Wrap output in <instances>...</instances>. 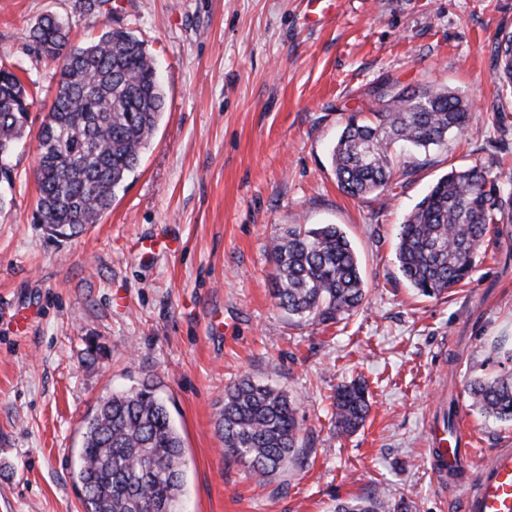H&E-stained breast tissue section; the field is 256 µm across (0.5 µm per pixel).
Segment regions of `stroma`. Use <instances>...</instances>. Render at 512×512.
Instances as JSON below:
<instances>
[{"label": "stroma", "instance_id": "35a3bbf8", "mask_svg": "<svg viewBox=\"0 0 512 512\" xmlns=\"http://www.w3.org/2000/svg\"><path fill=\"white\" fill-rule=\"evenodd\" d=\"M0 0V63L34 97L0 182V512H83L73 476L99 398L149 381L183 439L184 512H335L385 488L408 512H461L432 470L443 412L470 433L459 477L512 448V422L471 407L470 381L512 355V222L492 225L471 279L417 294L399 270L405 215L452 168L493 159L512 175V96L492 46L512 0ZM63 17L74 44L130 29L155 58L165 108L99 223L58 242L33 222L38 132L55 65L29 30ZM440 85L473 100L462 136L428 151L386 201L337 185L330 152L378 90ZM292 224H336L368 288L349 320H289L272 295L270 244ZM96 357H89V348ZM296 399L299 448L265 481L224 456L216 420L241 377ZM363 378L364 425L336 435L331 395Z\"/></svg>", "mask_w": 512, "mask_h": 512}]
</instances>
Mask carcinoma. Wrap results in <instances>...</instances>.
<instances>
[{"mask_svg":"<svg viewBox=\"0 0 512 512\" xmlns=\"http://www.w3.org/2000/svg\"><path fill=\"white\" fill-rule=\"evenodd\" d=\"M35 47L55 63L52 103L39 131L34 222L55 239H70L99 222L138 167L164 108L154 58L132 31L108 27L75 45L55 15L30 29ZM499 92H512V33L493 49ZM367 117L353 114L331 151L341 189L353 197H387L400 144L417 149L461 136L470 101L439 87L378 94ZM33 98L19 76L0 69V177L12 181L9 159L25 132ZM494 163L454 168L440 178L400 224L396 258L417 293L437 297L470 280L489 225L512 216V192H501ZM274 297L288 316L336 324L353 316L367 288L356 251L336 224H294L272 242ZM471 406L512 421V369L470 385ZM370 410L367 385L342 384L331 423L354 433ZM218 428L224 456L248 464L262 480L288 464L299 439L296 405L279 388L244 378L224 395ZM183 440L151 383L103 397L84 419L77 485L84 512H179L185 474ZM379 493L336 504V512H391Z\"/></svg>","mask_w":512,"mask_h":512,"instance_id":"cac0c4a2","label":"carcinoma"}]
</instances>
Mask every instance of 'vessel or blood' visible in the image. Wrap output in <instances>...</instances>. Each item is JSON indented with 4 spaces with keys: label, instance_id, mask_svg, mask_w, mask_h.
<instances>
[{
    "label": "vessel or blood",
    "instance_id": "vessel-or-blood-1",
    "mask_svg": "<svg viewBox=\"0 0 512 512\" xmlns=\"http://www.w3.org/2000/svg\"><path fill=\"white\" fill-rule=\"evenodd\" d=\"M463 449L444 446L431 451L435 475L443 487L455 485ZM463 512H512V448L498 449L462 495Z\"/></svg>",
    "mask_w": 512,
    "mask_h": 512
}]
</instances>
